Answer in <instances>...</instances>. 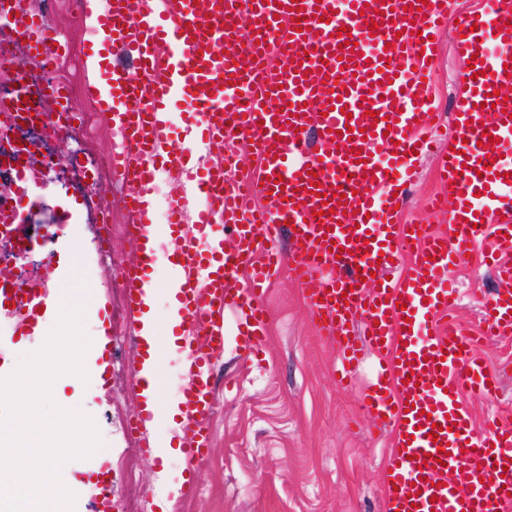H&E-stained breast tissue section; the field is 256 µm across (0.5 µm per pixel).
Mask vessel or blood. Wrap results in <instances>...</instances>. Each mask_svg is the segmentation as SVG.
<instances>
[{
	"label": "vessel or blood",
	"mask_w": 512,
	"mask_h": 512,
	"mask_svg": "<svg viewBox=\"0 0 512 512\" xmlns=\"http://www.w3.org/2000/svg\"><path fill=\"white\" fill-rule=\"evenodd\" d=\"M448 18V0H108L99 17L101 49L61 39L44 13L20 9L10 20L31 57L53 66L71 52L99 60L107 108H119L123 147L111 160L114 176L131 185L126 208L136 259L121 275L126 323L144 348L139 317L144 291L159 260H167L179 322L173 332L185 352L176 394L179 441L188 460L204 456L215 412L214 369L228 342L226 311L238 315L242 350L257 354L268 325L262 304L271 277L288 267L316 327L334 332L341 384H348L364 351L379 361L361 411L397 428L387 475L388 512H512V423L476 430L460 396L494 399L497 376L485 371L480 338L512 335V182L498 148L512 142V0H484L456 27V47L472 59L467 106L438 176L451 199L447 232L398 224L384 201L416 175L417 155L430 148L426 112L433 43ZM258 32L248 61L235 43ZM29 88L15 77L8 93L15 111L30 112ZM196 110L189 132L209 147L231 137L250 139L261 160L238 180L234 156L215 162L175 145L159 113L182 99ZM31 155L14 156L11 191L0 216L15 220L30 204ZM192 181L169 207L165 226L153 224L146 196L158 168ZM264 199L255 209V199ZM232 225L235 246L224 248ZM292 245L281 250L283 233ZM491 237L490 258L503 283L484 301L482 337L467 335L448 311L459 290L448 269L480 237ZM48 265L66 278L69 236L49 235ZM167 248H160V240ZM411 269L377 281L403 257ZM22 311L0 356L23 348L40 320L54 311L49 289L0 288V308ZM154 406L141 403L130 431L143 451L158 449L146 434ZM93 512H112V472L97 466Z\"/></svg>",
	"instance_id": "1"
}]
</instances>
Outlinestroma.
Wrapping results in <instances>:
<instances>
[{
  "instance_id": "stroma-1",
  "label": "stroma",
  "mask_w": 512,
  "mask_h": 512,
  "mask_svg": "<svg viewBox=\"0 0 512 512\" xmlns=\"http://www.w3.org/2000/svg\"><path fill=\"white\" fill-rule=\"evenodd\" d=\"M452 35L448 29L435 38L427 106L445 124L450 142L456 139L453 114L466 71ZM78 143L99 164L94 178L75 172L73 149ZM120 148L113 137L104 135L56 142L52 153L62 165L35 191L30 212L38 220H70L79 229L81 247L70 253L69 265L76 275L86 266L100 269V277L89 286V302L109 305L112 326L122 331L125 298L118 273L136 257L137 246L122 234V224L129 221L123 207L126 192L106 164ZM416 168L417 179L405 193L399 219L446 229L449 213L433 214L426 207L429 196L446 190L434 156L417 160ZM102 204L112 211V249L107 253L97 245ZM482 249V244H475L470 256L450 270L462 292L456 317L474 332L482 323L484 296L494 285ZM265 302L270 321L262 343L263 364L252 365L236 342L226 346L215 373L217 412L209 453L195 468H188L178 453L164 459L145 457L139 438L129 433L128 421L139 405L134 380L140 357L128 342L113 343L112 363L103 379L85 384L72 375L59 378L53 392L56 402L96 416L106 443L96 458L112 464L113 512H160L156 501L164 481L179 483L184 476L190 484L181 486L169 512H384L391 433L357 411L360 394L373 378L374 355L365 353L352 389L339 388L333 377L336 345L311 323L287 269L279 270ZM168 308V293L160 291L163 363L157 381L172 395L181 382L184 356L165 321ZM484 352L499 374L501 392L494 402L465 399L480 429L512 417V339L490 340Z\"/></svg>"
}]
</instances>
